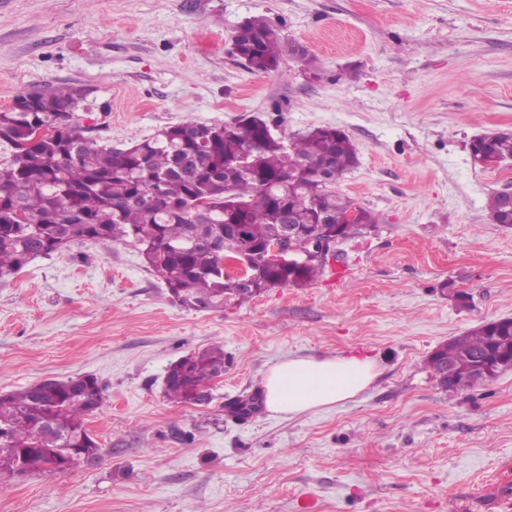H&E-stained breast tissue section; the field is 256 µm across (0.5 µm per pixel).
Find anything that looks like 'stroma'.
Instances as JSON below:
<instances>
[{"label":"stroma","instance_id":"1","mask_svg":"<svg viewBox=\"0 0 512 512\" xmlns=\"http://www.w3.org/2000/svg\"><path fill=\"white\" fill-rule=\"evenodd\" d=\"M256 16L319 79L288 55L247 71L231 35ZM59 87L82 90L81 127L120 148L187 119L338 127L359 162L336 188L381 222L313 284L211 310L110 242L0 276V393L84 375L104 389L86 418L99 459L15 481L0 512H299L305 493L316 512H512V369L455 392L427 364L512 318V228L486 209L512 165L469 156L475 136L512 132V0H0V110ZM213 344L211 400H167L170 364ZM349 354L379 367L357 397L267 411L278 361Z\"/></svg>","mask_w":512,"mask_h":512}]
</instances>
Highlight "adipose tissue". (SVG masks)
Returning <instances> with one entry per match:
<instances>
[{"label": "adipose tissue", "instance_id": "ef3b65f1", "mask_svg": "<svg viewBox=\"0 0 512 512\" xmlns=\"http://www.w3.org/2000/svg\"><path fill=\"white\" fill-rule=\"evenodd\" d=\"M377 375L375 360L366 356H291L268 369L265 404L268 411L288 417L333 408L368 389Z\"/></svg>", "mask_w": 512, "mask_h": 512}]
</instances>
